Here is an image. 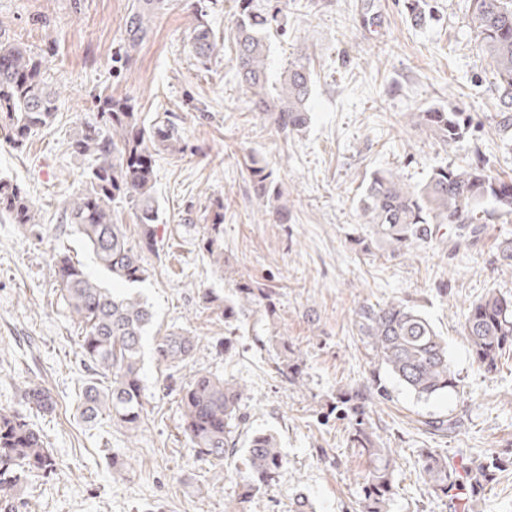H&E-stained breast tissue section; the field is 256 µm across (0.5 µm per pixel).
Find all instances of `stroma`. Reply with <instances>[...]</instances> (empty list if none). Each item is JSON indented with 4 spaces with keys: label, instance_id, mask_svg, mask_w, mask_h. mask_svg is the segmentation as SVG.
I'll return each mask as SVG.
<instances>
[{
    "label": "stroma",
    "instance_id": "obj_1",
    "mask_svg": "<svg viewBox=\"0 0 512 512\" xmlns=\"http://www.w3.org/2000/svg\"><path fill=\"white\" fill-rule=\"evenodd\" d=\"M138 4L0 0V42L41 56L60 93L53 124L25 148L0 137V178L26 192L43 226L42 240H32L0 215V408L24 410L30 385L49 389L53 411L30 419L60 462L49 477L22 485L15 512H224L239 488L195 459L168 388L198 370L245 390L233 468L246 471L243 450L255 432L275 434L286 459L278 483L257 494L249 512H291L301 495L314 512H354L366 463L347 445V422L323 421L322 413L338 392L374 377L390 391L373 406L371 421L396 461L391 512H449L419 471L423 450L512 456V351L486 375L461 334L472 301L491 289L512 295V267L496 259V242L512 234V220H489L479 243L459 253L435 241L401 255L366 254L354 239L369 230L356 201L376 169L399 170L414 184L433 166L478 154L512 177V128L497 125L494 72L467 27L468 0H433L436 20L422 28L409 20L404 0H288V34L272 41L270 72L300 58L315 79L310 121L288 138L249 110L230 46L205 65L190 52L188 35L198 22L223 36L233 0H161L146 40L128 59L123 46ZM108 96L131 100L148 124L175 113L186 146L181 155L153 153L159 219L153 249L142 252L149 278L141 291L155 332L143 342L148 405L134 432L79 413L87 376L82 330L62 299L55 266L63 252L92 263L63 219L90 166L71 154L69 142ZM431 105L470 115L468 139L446 147L407 124L408 112ZM250 157L281 187L287 223H276L254 195L244 164ZM217 198L224 202L220 265L201 242ZM244 282L276 289L273 316L250 312L227 326L199 306L198 290L233 301ZM393 299L425 314L447 340L458 391L420 401L376 368L353 327L354 311ZM177 330L199 344L193 361L174 371L157 363L153 348L156 333ZM215 336L233 337V351L213 349ZM280 336L302 361L301 385L277 371ZM448 414L459 421L456 436L417 428L419 419ZM116 457L127 461L119 474ZM471 512H512V464Z\"/></svg>",
    "mask_w": 512,
    "mask_h": 512
}]
</instances>
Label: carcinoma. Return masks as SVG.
<instances>
[{
    "label": "carcinoma",
    "instance_id": "obj_1",
    "mask_svg": "<svg viewBox=\"0 0 512 512\" xmlns=\"http://www.w3.org/2000/svg\"><path fill=\"white\" fill-rule=\"evenodd\" d=\"M467 26L480 50L494 63L498 94V126L512 127V0H468ZM157 0H142L131 21L127 52L137 50L155 16ZM409 19L420 26L433 19L430 0H409ZM288 33V10L284 0H235L230 39L243 87L250 93L252 112L270 117L283 138L301 130L308 120L313 73L297 59L279 76L274 95L266 92L270 81L269 41ZM188 43L198 62L207 64L218 52L215 33L205 22L191 31ZM44 60L15 44L0 43V128L16 148L23 147L32 133L49 126L56 118L57 92L45 77ZM409 125L448 146L467 139L471 119L462 112L441 106L419 108L407 113ZM161 147L172 154L185 151L178 124L173 121L141 123L128 100L106 97L101 101L100 119L83 123L69 144L77 157L91 156L95 166L88 172L84 192L68 201L66 219L81 235L101 279L87 272L80 262L62 255L57 259L62 297L82 327L81 355L89 378L82 386L80 410L93 421L105 414L128 431L139 428L146 413L147 397L141 376L143 337L151 326L150 305L133 293L148 277L139 251L130 246L118 224L112 203L128 199L135 206L143 246L155 241L158 208L153 195L155 170L151 149ZM255 195L275 203L281 189L266 166L252 159L246 164ZM215 222L207 225L202 238L209 256H224V205L215 202ZM361 223L372 226L377 248L392 254L416 249L437 239L443 227L451 232L453 247L460 249L484 233L481 213L512 215V179L496 175L480 157L462 164L431 168L420 184L406 182L392 169L374 171L359 199ZM0 214L7 215L26 236H42V225L20 186L0 179ZM128 288L118 292L109 283ZM239 302L226 303L213 290L198 292L199 305L216 319L229 322L245 312L274 315L273 288L245 283L237 288ZM355 331L369 346L378 366L388 371L419 400H428L459 387L448 365V345L419 311L401 301L365 304L355 312ZM462 335L473 361L485 374L498 370L502 355L512 350V296L490 291L467 309ZM198 340L182 331H172L154 348L158 363L169 369L187 364ZM279 374L292 384L302 380L300 364L290 357L288 341L279 342ZM387 396L378 382L361 384L336 394L330 412L349 419L350 448L366 458L358 512H389L394 495L392 450L381 447L369 422L374 399ZM244 389L211 372L197 371L178 389L181 426L194 456L224 468V461L237 452L233 429L242 422ZM31 411L45 412L52 406L50 392L41 387L25 390ZM425 431L449 436L458 420L451 416L423 421ZM247 471L239 476L237 498L225 504V512H248L255 494L274 486L284 468L276 436L257 433L247 448ZM424 482L433 492L448 499L450 512H469L472 489L486 486L501 470L504 459L486 455L479 459L467 452L458 459L432 449L418 459ZM58 466L44 437L28 418L15 411L0 410V499L10 504L11 491L25 481L53 473Z\"/></svg>",
    "mask_w": 512,
    "mask_h": 512
}]
</instances>
